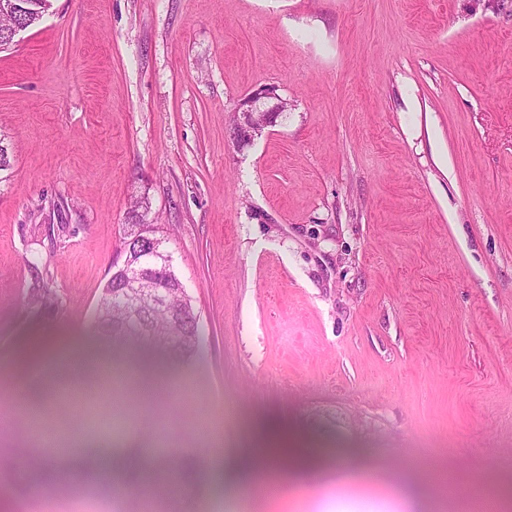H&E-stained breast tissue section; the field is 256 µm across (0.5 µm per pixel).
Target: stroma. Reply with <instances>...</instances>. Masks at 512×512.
Returning <instances> with one entry per match:
<instances>
[{"mask_svg":"<svg viewBox=\"0 0 512 512\" xmlns=\"http://www.w3.org/2000/svg\"><path fill=\"white\" fill-rule=\"evenodd\" d=\"M263 86L292 108L237 147ZM0 142V402L43 400L79 446L87 403L113 408L53 399L76 364L187 387L149 413L182 512H234L200 474L250 426L405 488L330 476L258 512H459L442 472L512 512V0H52L0 53ZM140 198L198 315L185 360L96 331ZM33 445L22 416L0 435V512H112Z\"/></svg>","mask_w":512,"mask_h":512,"instance_id":"1","label":"stroma"}]
</instances>
